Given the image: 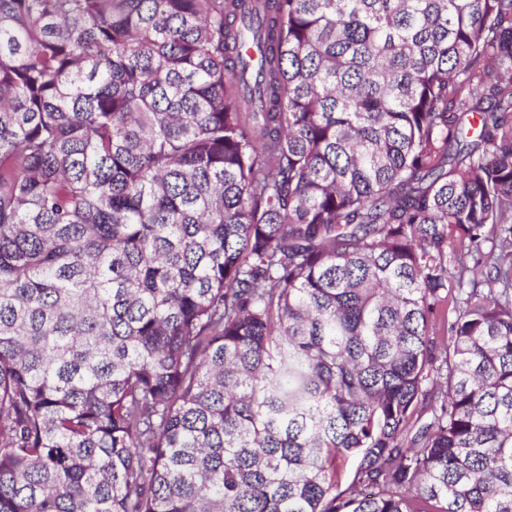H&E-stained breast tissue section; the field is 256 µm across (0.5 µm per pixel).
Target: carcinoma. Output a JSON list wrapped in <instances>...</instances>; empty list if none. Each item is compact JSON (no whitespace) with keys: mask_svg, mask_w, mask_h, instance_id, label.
I'll list each match as a JSON object with an SVG mask.
<instances>
[{"mask_svg":"<svg viewBox=\"0 0 512 512\" xmlns=\"http://www.w3.org/2000/svg\"><path fill=\"white\" fill-rule=\"evenodd\" d=\"M0 512H512V0H0Z\"/></svg>","mask_w":512,"mask_h":512,"instance_id":"1","label":"carcinoma"}]
</instances>
